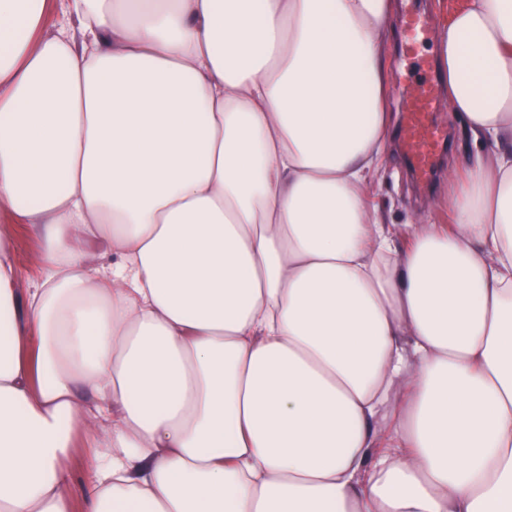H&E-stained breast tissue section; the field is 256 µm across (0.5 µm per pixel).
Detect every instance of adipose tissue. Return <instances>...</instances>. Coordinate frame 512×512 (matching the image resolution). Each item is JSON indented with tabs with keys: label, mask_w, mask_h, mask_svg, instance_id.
I'll return each mask as SVG.
<instances>
[{
	"label": "adipose tissue",
	"mask_w": 512,
	"mask_h": 512,
	"mask_svg": "<svg viewBox=\"0 0 512 512\" xmlns=\"http://www.w3.org/2000/svg\"><path fill=\"white\" fill-rule=\"evenodd\" d=\"M46 11L0 0V512H512V0L437 11L448 225L372 198L397 0ZM9 223L8 216L0 215V227L7 228L12 236V257L17 272V285L27 292L39 281L40 271L37 265L40 240L23 224ZM84 447L83 435L79 434L75 437L74 448L66 461V466L72 476L71 494L73 503L74 506L77 507L80 506L82 487L85 480L88 478L91 463L87 448Z\"/></svg>",
	"instance_id": "ef3b65f1"
}]
</instances>
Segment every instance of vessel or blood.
I'll use <instances>...</instances> for the list:
<instances>
[{"label": "vessel or blood", "mask_w": 512, "mask_h": 512, "mask_svg": "<svg viewBox=\"0 0 512 512\" xmlns=\"http://www.w3.org/2000/svg\"><path fill=\"white\" fill-rule=\"evenodd\" d=\"M438 91L434 82L419 85L405 101L404 146L418 178L430 179L435 159L447 140V132L432 119V109Z\"/></svg>", "instance_id": "obj_1"}]
</instances>
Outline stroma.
<instances>
[{
    "instance_id": "35a3bbf8",
    "label": "stroma",
    "mask_w": 512,
    "mask_h": 512,
    "mask_svg": "<svg viewBox=\"0 0 512 512\" xmlns=\"http://www.w3.org/2000/svg\"><path fill=\"white\" fill-rule=\"evenodd\" d=\"M391 64L393 124L382 169L373 188L375 202L389 224L409 223L419 211L426 213L436 223H447L448 173L461 166L474 150L462 119L449 110L446 99H439L435 103L433 119L447 130L449 148L438 161L427 189H418L413 183L401 143L406 91L421 81L441 78L436 39H429L420 46L419 55L415 58L405 55L403 43H396ZM0 227L8 228L12 236V257L18 288L24 290L32 287L40 278L37 265L39 239L25 225L9 223L4 215H0Z\"/></svg>"
}]
</instances>
